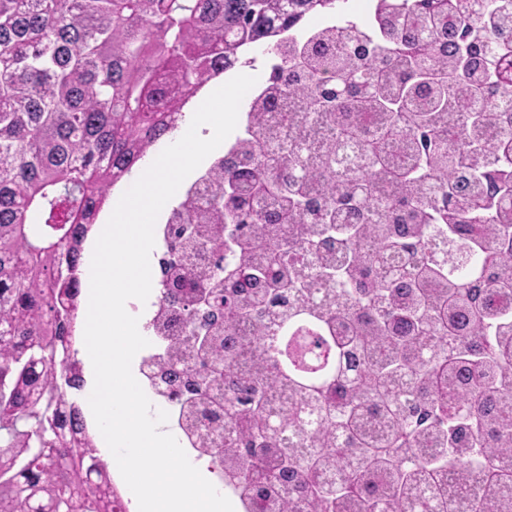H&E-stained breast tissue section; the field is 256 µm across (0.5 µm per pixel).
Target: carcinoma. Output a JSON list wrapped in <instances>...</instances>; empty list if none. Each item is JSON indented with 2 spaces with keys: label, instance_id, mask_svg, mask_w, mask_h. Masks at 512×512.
Returning a JSON list of instances; mask_svg holds the SVG:
<instances>
[{
  "label": "carcinoma",
  "instance_id": "1",
  "mask_svg": "<svg viewBox=\"0 0 512 512\" xmlns=\"http://www.w3.org/2000/svg\"><path fill=\"white\" fill-rule=\"evenodd\" d=\"M347 2L0 0V512L121 506L80 428L83 244L191 95L257 49L280 63L250 111L300 99L331 143L263 154L246 129L213 200L233 265L198 272L191 224L161 262L196 365L167 351L144 377L203 445L224 387L222 472L255 512L512 509V0L301 27ZM351 142L365 163L341 171Z\"/></svg>",
  "mask_w": 512,
  "mask_h": 512
}]
</instances>
